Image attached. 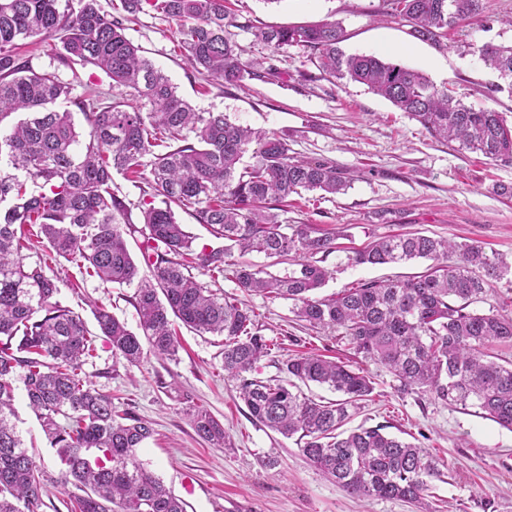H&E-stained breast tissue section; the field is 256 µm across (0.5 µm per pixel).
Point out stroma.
<instances>
[{
  "mask_svg": "<svg viewBox=\"0 0 512 512\" xmlns=\"http://www.w3.org/2000/svg\"><path fill=\"white\" fill-rule=\"evenodd\" d=\"M240 25L231 38L243 60L267 56L241 25L288 26L339 22L343 49L393 60L452 89L474 107H491L512 119V94H489L496 76L478 49L492 42L512 44V0H483L482 14L448 34L437 49L413 38L407 26L387 16L383 0H233ZM176 26L147 16L126 36L176 86L197 111L224 112L239 123L276 133L294 156L318 158L353 172L345 193L320 197L306 193L280 210L284 224H313L339 232L340 248L325 258L330 276L319 293L335 294L359 283L403 278L422 272L413 260L385 266H354L349 248L383 237L420 233L467 241L512 260V200L491 192L495 183L512 185V165H496L432 138L406 113L353 82L301 81L314 74L310 49L286 46L276 54L282 72L275 81L252 80L246 89L205 81L175 50ZM61 278L79 279V289L62 288L59 300L94 325L93 310L109 305L130 329H137L135 286L103 285L80 279L76 265L52 264ZM242 296V295H241ZM263 336L277 348L262 358L256 377L279 376L278 364L290 354H322L365 368L374 381L369 400L352 416L350 427L388 426L392 435L428 448L443 473L422 499H358L323 476L301 454L292 438L253 421L224 373L222 337L181 329L175 357L145 354L138 365L113 359L104 341L84 366L91 384L111 396L118 410L147 421L152 436L138 456L186 504V512H512V431L480 417L473 408L450 406L417 393L396 391L393 375L365 363L332 329L312 330L298 321L288 300L267 302L243 295ZM16 423L30 454L46 473L58 477L61 464L28 407L17 393ZM204 409L218 418L231 443L209 447L195 432L191 412Z\"/></svg>",
  "mask_w": 512,
  "mask_h": 512,
  "instance_id": "obj_1",
  "label": "stroma"
}]
</instances>
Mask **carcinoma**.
Instances as JSON below:
<instances>
[{
	"mask_svg": "<svg viewBox=\"0 0 512 512\" xmlns=\"http://www.w3.org/2000/svg\"><path fill=\"white\" fill-rule=\"evenodd\" d=\"M226 0H118L105 12L99 0H0V512H39L46 479L12 418L17 384L40 419L62 465L59 482L83 492L73 512H186L175 495L137 458L153 434L130 411L114 410L112 398L87 380L95 334L58 300V281L42 262H26L25 227L39 228L45 257L73 263L81 275L103 284H137L140 333L111 309L93 312L98 334L112 357L136 365L144 348L160 356L178 350L175 322L224 337V373L237 381L250 416L290 438L325 477L358 499L416 501L441 477L430 451L385 432V426L345 430L352 411L373 393L369 373L317 354L289 356L282 379L252 376L275 344L260 334L254 311L235 297H219L193 275L232 269L237 288L270 301L286 299L313 328L341 332L356 353L393 374L401 394L421 392L512 430V366L496 348L512 345V315L478 304L490 282L512 272L506 258L476 244L419 233L386 236L352 252L356 265L430 261L413 278L370 281L317 296L328 270L317 255L336 251V233L312 224H281L276 210L288 197L321 191L336 195L353 175L330 162L290 154L273 132L242 126L222 112H198L161 70L125 35L128 25L150 14L176 25L177 47L192 68L224 88L248 80L281 77L274 53L285 46L315 51V65L334 82L362 84L417 121L433 138L493 162L512 163V122L503 113L474 108L423 73L374 55H347L336 21L281 26L238 24ZM386 15L409 34L440 48L448 30L483 11V0H383ZM242 26L271 55L246 63L228 27ZM60 39V63L71 71L36 70L23 59L19 41ZM496 74L489 92L512 91V45L479 49ZM93 66L112 80L109 94L83 83L79 70ZM83 88L73 96L75 87ZM69 101L88 131H77ZM148 106L142 112L131 106ZM252 162L245 165L243 159ZM143 184L136 203L112 190V172ZM139 210L133 219V209ZM190 214L224 248L194 246L175 214ZM143 224L139 266L125 235ZM260 252L267 265L232 261ZM299 257L285 273L282 259ZM316 383L341 395L317 402L293 391ZM199 437L224 449V424L205 410L193 414Z\"/></svg>",
	"mask_w": 512,
	"mask_h": 512,
	"instance_id": "cac0c4a2",
	"label": "carcinoma"
}]
</instances>
